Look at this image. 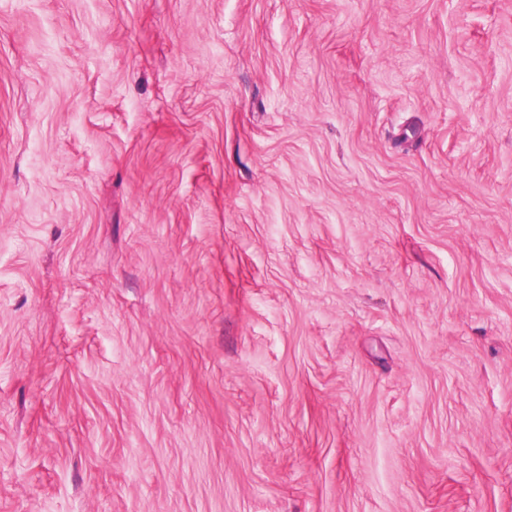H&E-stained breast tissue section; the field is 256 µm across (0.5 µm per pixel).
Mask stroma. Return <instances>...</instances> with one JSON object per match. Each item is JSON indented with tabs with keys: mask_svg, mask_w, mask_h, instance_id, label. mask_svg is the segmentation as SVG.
Wrapping results in <instances>:
<instances>
[{
	"mask_svg": "<svg viewBox=\"0 0 512 512\" xmlns=\"http://www.w3.org/2000/svg\"><path fill=\"white\" fill-rule=\"evenodd\" d=\"M0 512H512V0H0Z\"/></svg>",
	"mask_w": 512,
	"mask_h": 512,
	"instance_id": "stroma-1",
	"label": "stroma"
}]
</instances>
